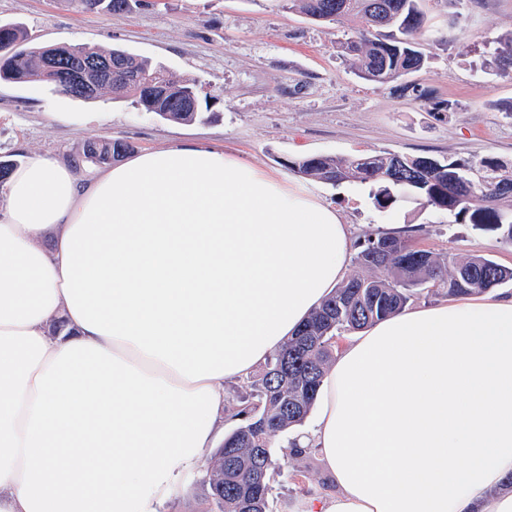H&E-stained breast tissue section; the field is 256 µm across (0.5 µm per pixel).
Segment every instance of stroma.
Listing matches in <instances>:
<instances>
[{
  "mask_svg": "<svg viewBox=\"0 0 512 512\" xmlns=\"http://www.w3.org/2000/svg\"><path fill=\"white\" fill-rule=\"evenodd\" d=\"M416 42L427 59L389 84L360 78L339 53L358 22L316 21L287 0H137L132 11H78L69 0H0V24L33 43L123 48L195 83L199 117L171 122L105 95L76 99L38 82L0 81V157L39 154L86 167L84 143L123 139L136 151L196 142L305 183L351 224L354 241L379 231L443 256L485 254L512 268V243L454 214L404 199L378 207L369 188L303 181L292 164L310 156L386 152L438 160L492 155L512 163V75L488 45L512 34V0H422ZM306 480L279 479L272 512L330 487L316 451L292 462Z\"/></svg>",
  "mask_w": 512,
  "mask_h": 512,
  "instance_id": "obj_1",
  "label": "stroma"
}]
</instances>
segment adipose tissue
<instances>
[{
  "mask_svg": "<svg viewBox=\"0 0 512 512\" xmlns=\"http://www.w3.org/2000/svg\"><path fill=\"white\" fill-rule=\"evenodd\" d=\"M0 194V512H159L265 365L342 282L336 209L182 144L77 175L29 157ZM298 448L304 512H512V298L401 311L340 351Z\"/></svg>",
  "mask_w": 512,
  "mask_h": 512,
  "instance_id": "adipose-tissue-1",
  "label": "adipose tissue"
}]
</instances>
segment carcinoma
I'll return each instance as SVG.
<instances>
[{"mask_svg":"<svg viewBox=\"0 0 512 512\" xmlns=\"http://www.w3.org/2000/svg\"><path fill=\"white\" fill-rule=\"evenodd\" d=\"M112 13L128 12L133 0H71L81 9L91 2ZM302 12L318 21L360 19L358 35L342 44L346 57L362 78L385 84L425 66L426 58L411 37L423 26L421 0H296ZM16 46L0 52V80L40 82L77 99H95L112 92L137 107L150 106L162 119L190 122L198 114L194 83L174 79L167 68L122 49L104 52L81 45L35 46L25 27L0 24V42ZM501 70L512 69V37L504 47H492ZM54 56L63 67L85 57L121 63L108 81L92 94L74 86L44 79V60ZM133 150L121 139L93 140L83 157L97 165L118 161ZM393 154L342 158L311 156L293 163L301 177L332 185L359 182L371 187L377 206L385 208L403 198L417 197L428 206L455 214L467 224L495 233L512 243V190L486 201L498 184L512 186V166L494 156L479 161L441 162L429 157L404 158L405 179L389 178ZM359 272L348 276L307 317L294 336L274 353L260 377L249 376L241 387L249 398L235 412L239 424L208 460L200 483L209 512H270L275 476L281 474L288 453L278 436L301 426L310 413L320 383L330 368L336 339L346 332L365 329L401 312L417 296L433 288L448 295L486 293L512 281V268L488 256L474 254L459 260L440 258L387 233H375L360 244L353 259Z\"/></svg>","mask_w":512,"mask_h":512,"instance_id":"obj_1","label":"carcinoma"}]
</instances>
